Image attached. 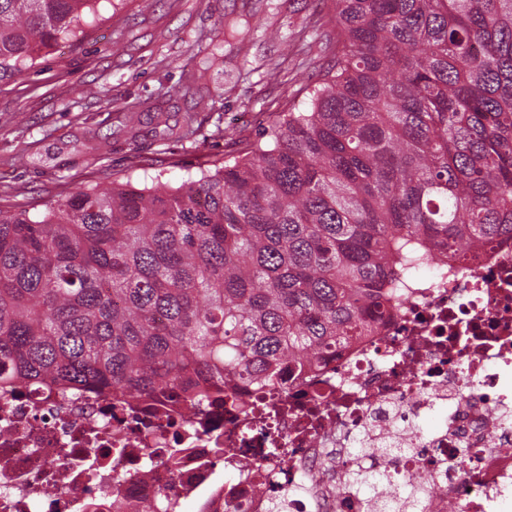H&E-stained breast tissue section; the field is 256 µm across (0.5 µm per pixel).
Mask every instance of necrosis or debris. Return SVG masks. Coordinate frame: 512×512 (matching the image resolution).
<instances>
[{"instance_id": "obj_1", "label": "necrosis or debris", "mask_w": 512, "mask_h": 512, "mask_svg": "<svg viewBox=\"0 0 512 512\" xmlns=\"http://www.w3.org/2000/svg\"><path fill=\"white\" fill-rule=\"evenodd\" d=\"M431 269L365 335L282 387L244 388L248 414L219 391L198 406L0 390V512H156L162 488L176 512H375L345 472L380 469L382 448L403 449L392 478L424 485L421 512H495L512 501V241Z\"/></svg>"}]
</instances>
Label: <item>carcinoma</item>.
Instances as JSON below:
<instances>
[{"mask_svg": "<svg viewBox=\"0 0 512 512\" xmlns=\"http://www.w3.org/2000/svg\"><path fill=\"white\" fill-rule=\"evenodd\" d=\"M96 2L0 0V79ZM327 23L304 108L234 158L0 208V387L235 400L364 335L432 257L512 238V0H332Z\"/></svg>", "mask_w": 512, "mask_h": 512, "instance_id": "obj_1", "label": "carcinoma"}]
</instances>
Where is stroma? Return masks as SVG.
<instances>
[{"mask_svg": "<svg viewBox=\"0 0 512 512\" xmlns=\"http://www.w3.org/2000/svg\"><path fill=\"white\" fill-rule=\"evenodd\" d=\"M98 11L83 41L0 80L1 207L45 206L147 171L179 185L199 164L235 155V132L258 139L300 104L311 61L325 59L313 0H159L150 11L142 0H100ZM220 20L235 39L216 31ZM214 40L223 63L192 81L190 56Z\"/></svg>", "mask_w": 512, "mask_h": 512, "instance_id": "stroma-1", "label": "stroma"}]
</instances>
